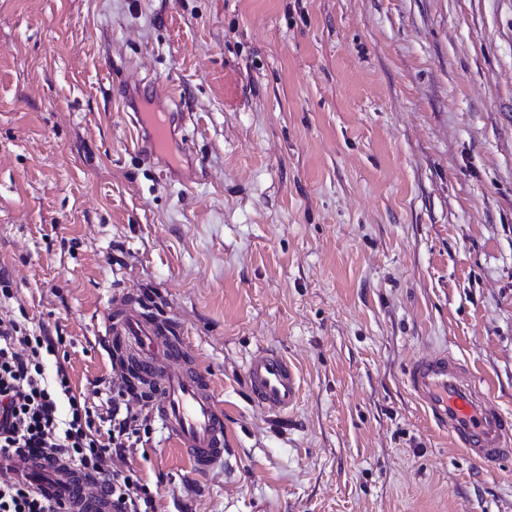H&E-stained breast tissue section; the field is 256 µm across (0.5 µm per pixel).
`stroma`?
<instances>
[{"mask_svg": "<svg viewBox=\"0 0 512 512\" xmlns=\"http://www.w3.org/2000/svg\"><path fill=\"white\" fill-rule=\"evenodd\" d=\"M168 94L173 146L139 152ZM0 268L102 442L109 307L180 324L227 452L198 475L131 435L107 468L155 512H512V461L403 383L446 349L512 414V0H0ZM262 347L293 413L249 397ZM252 401L274 414L294 409L300 400V378L286 356L274 348H260L245 371Z\"/></svg>", "mask_w": 512, "mask_h": 512, "instance_id": "1", "label": "stroma"}]
</instances>
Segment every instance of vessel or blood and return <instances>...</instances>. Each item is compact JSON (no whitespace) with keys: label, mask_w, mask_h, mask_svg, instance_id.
Segmentation results:
<instances>
[{"label":"vessel or blood","mask_w":512,"mask_h":512,"mask_svg":"<svg viewBox=\"0 0 512 512\" xmlns=\"http://www.w3.org/2000/svg\"><path fill=\"white\" fill-rule=\"evenodd\" d=\"M103 341L114 355L133 351L141 378L135 395L149 403L196 473H206L223 458L224 412L208 378L186 361L174 322L155 318L127 296L109 308ZM245 377L252 401L271 413H286L300 400L298 372L277 349L256 350ZM405 378L430 419L447 432L456 448L488 469L512 459V417L461 358L449 351L420 357L407 366ZM0 471L26 479L44 496L65 499L72 512L113 510L111 500L98 494L90 481L41 458L0 457Z\"/></svg>","instance_id":"vessel-or-blood-1"}]
</instances>
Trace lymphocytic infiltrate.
I'll return each instance as SVG.
<instances>
[{
	"label": "lymphocytic infiltrate",
	"mask_w": 512,
	"mask_h": 512,
	"mask_svg": "<svg viewBox=\"0 0 512 512\" xmlns=\"http://www.w3.org/2000/svg\"><path fill=\"white\" fill-rule=\"evenodd\" d=\"M58 345L48 332L34 333L25 322L0 316V456L30 451L97 478L115 512H154L152 496L132 476L105 469L107 456L125 450L140 414L131 393L112 406V435L101 443L92 433L88 406L73 393L64 372L49 375L45 354ZM60 499L40 495L26 482L0 483V512H65Z\"/></svg>",
	"instance_id": "lymphocytic-infiltrate-1"
}]
</instances>
